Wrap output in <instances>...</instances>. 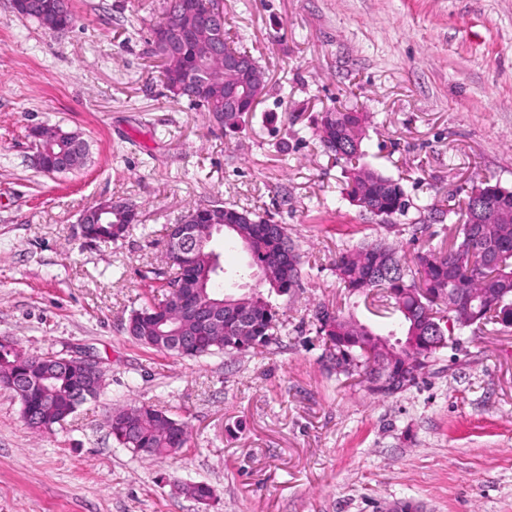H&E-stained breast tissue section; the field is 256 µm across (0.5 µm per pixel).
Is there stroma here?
<instances>
[{"instance_id": "1", "label": "stroma", "mask_w": 512, "mask_h": 512, "mask_svg": "<svg viewBox=\"0 0 512 512\" xmlns=\"http://www.w3.org/2000/svg\"><path fill=\"white\" fill-rule=\"evenodd\" d=\"M51 32L0 0V337L30 355L85 353L99 397L49 433L0 387V512H512V332L487 325L444 349L417 384L384 399L327 371L312 309H348L332 272L363 237L447 250L463 190L512 189V0H224L229 37L266 92L237 131L174 98L149 53L162 0H73ZM368 113L366 159L401 180L412 208L372 223L343 200L341 165L314 131L322 112ZM88 145L78 170L47 174L29 129ZM138 222L115 244L83 238L105 200ZM221 202L288 227L300 288L277 297L265 353L179 358L124 324L165 264V228ZM134 404L189 426L172 457L113 441ZM210 484L201 505L180 490Z\"/></svg>"}]
</instances>
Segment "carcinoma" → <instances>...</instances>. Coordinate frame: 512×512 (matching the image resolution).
Returning <instances> with one entry per match:
<instances>
[{"mask_svg":"<svg viewBox=\"0 0 512 512\" xmlns=\"http://www.w3.org/2000/svg\"><path fill=\"white\" fill-rule=\"evenodd\" d=\"M196 71L208 76V90L200 101H189L208 113L216 128L232 131L244 122V115L224 111V81L208 68L205 60ZM367 115L356 110L324 112L316 135L330 156L350 165L346 170L349 201L379 222L403 214L410 199L401 181L364 162L363 131ZM67 134L59 126L46 125L41 145L59 152ZM481 190L485 203L499 210L512 211V190L485 179L467 191L466 216L448 252L418 251L408 258L383 240L365 242L338 252L333 264L336 279L348 297L371 298L396 316L386 333L399 337V357L378 343L384 335L352 313L319 306L313 325L320 336L322 360L329 371L358 377L367 390L378 397L394 392L374 382L393 379L406 372L404 365L426 367L450 341L439 343L431 322L442 328V335L473 334L488 324L512 331V325L499 321L504 309L512 306V223L476 224L473 193ZM249 218L246 224H226L224 231L251 257L237 278L225 277L224 267L213 266L209 256L212 242L197 252L170 256L168 269H150L144 278L158 281V294L132 311L126 332L139 344L164 354L196 359L224 353H261L278 343L279 313L272 295L282 296L300 286L302 260L284 224H275L255 212L231 206ZM132 224L126 215L110 214L101 224L88 227L96 242H117L126 237ZM256 281L255 287L248 281ZM185 291L197 300L224 312V336L205 335L190 319L174 322L170 289ZM249 317L250 331L238 332V318ZM179 329L182 344H168L170 332ZM0 373L5 380L16 378L26 387L17 394L21 416L30 422L39 417L44 431L67 421L83 400L94 399L101 389L100 378L90 377L79 365L62 364L50 356L24 354L14 343L0 342ZM113 439L132 452L150 459L178 454L186 447V422L152 405H133L109 416ZM195 501L215 499L213 487L194 482L183 487Z\"/></svg>","mask_w":512,"mask_h":512,"instance_id":"cac0c4a2","label":"carcinoma"}]
</instances>
